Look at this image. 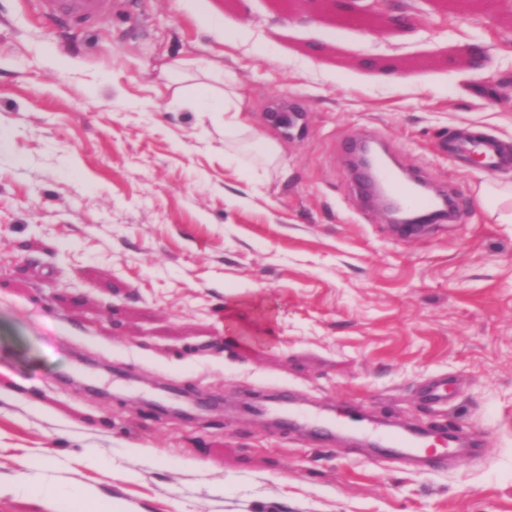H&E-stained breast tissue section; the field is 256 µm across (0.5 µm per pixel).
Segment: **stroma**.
Masks as SVG:
<instances>
[{
  "label": "stroma",
  "mask_w": 512,
  "mask_h": 512,
  "mask_svg": "<svg viewBox=\"0 0 512 512\" xmlns=\"http://www.w3.org/2000/svg\"><path fill=\"white\" fill-rule=\"evenodd\" d=\"M389 7L417 28L273 0H117L67 27L0 0V484L93 486L128 512H512V223L476 202L512 164L444 149L468 129L512 150V17ZM472 46L481 69L447 61ZM177 58L235 75L278 164L225 155ZM365 134L452 190L459 222L397 235L348 166ZM111 304L128 335L95 315ZM435 379L447 403L422 396ZM296 400L482 452L420 472L273 423Z\"/></svg>",
  "instance_id": "obj_1"
}]
</instances>
